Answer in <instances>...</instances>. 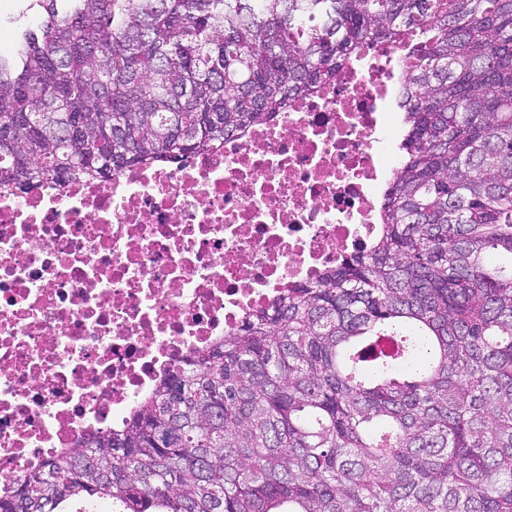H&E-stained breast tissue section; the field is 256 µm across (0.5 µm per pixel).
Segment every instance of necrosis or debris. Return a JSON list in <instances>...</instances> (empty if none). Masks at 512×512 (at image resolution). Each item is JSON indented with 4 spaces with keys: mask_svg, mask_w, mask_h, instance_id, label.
I'll return each instance as SVG.
<instances>
[{
    "mask_svg": "<svg viewBox=\"0 0 512 512\" xmlns=\"http://www.w3.org/2000/svg\"><path fill=\"white\" fill-rule=\"evenodd\" d=\"M408 52L366 48L183 165L0 189V492L367 244L398 167Z\"/></svg>",
    "mask_w": 512,
    "mask_h": 512,
    "instance_id": "necrosis-or-debris-1",
    "label": "necrosis or debris"
}]
</instances>
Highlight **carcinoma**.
Masks as SVG:
<instances>
[{
    "instance_id": "obj_1",
    "label": "carcinoma",
    "mask_w": 512,
    "mask_h": 512,
    "mask_svg": "<svg viewBox=\"0 0 512 512\" xmlns=\"http://www.w3.org/2000/svg\"><path fill=\"white\" fill-rule=\"evenodd\" d=\"M0 187L178 163L410 52L379 231L174 364L0 512H512V0H31Z\"/></svg>"
}]
</instances>
